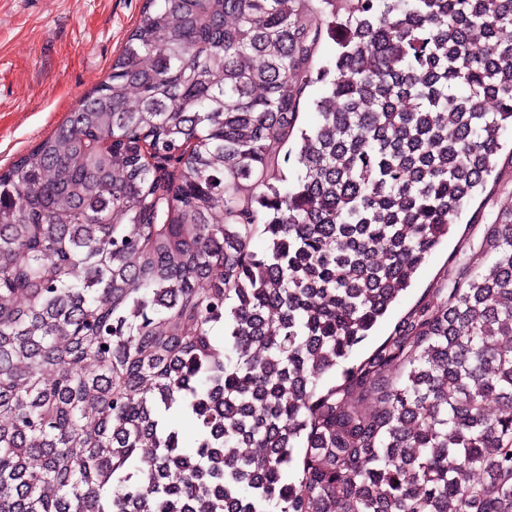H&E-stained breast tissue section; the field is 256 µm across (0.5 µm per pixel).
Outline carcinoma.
I'll return each instance as SVG.
<instances>
[{
  "instance_id": "obj_1",
  "label": "carcinoma",
  "mask_w": 512,
  "mask_h": 512,
  "mask_svg": "<svg viewBox=\"0 0 512 512\" xmlns=\"http://www.w3.org/2000/svg\"><path fill=\"white\" fill-rule=\"evenodd\" d=\"M508 28L512 0H146L0 170V512H512L511 210L323 384L486 183Z\"/></svg>"
}]
</instances>
